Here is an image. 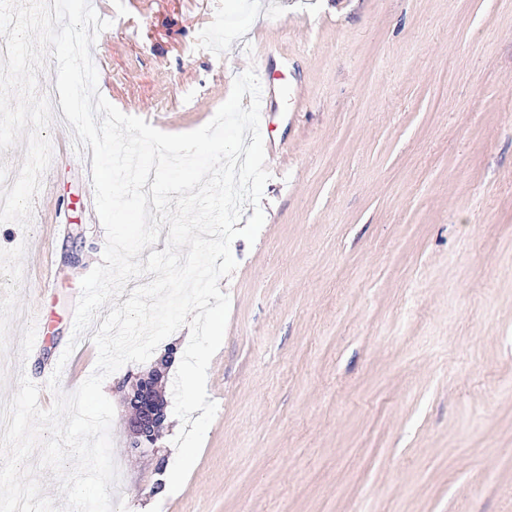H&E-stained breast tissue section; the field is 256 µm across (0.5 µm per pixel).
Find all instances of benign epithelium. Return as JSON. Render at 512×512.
I'll list each match as a JSON object with an SVG mask.
<instances>
[{"label": "benign epithelium", "instance_id": "benign-epithelium-1", "mask_svg": "<svg viewBox=\"0 0 512 512\" xmlns=\"http://www.w3.org/2000/svg\"><path fill=\"white\" fill-rule=\"evenodd\" d=\"M174 358L175 349L170 348L148 372L132 375L128 380L131 391L125 401L132 410L129 451L136 455L156 453L158 430L166 419V404L158 390Z\"/></svg>", "mask_w": 512, "mask_h": 512}]
</instances>
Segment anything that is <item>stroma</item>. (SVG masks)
Segmentation results:
<instances>
[{
  "label": "stroma",
  "instance_id": "stroma-1",
  "mask_svg": "<svg viewBox=\"0 0 512 512\" xmlns=\"http://www.w3.org/2000/svg\"><path fill=\"white\" fill-rule=\"evenodd\" d=\"M100 93L160 131L209 122L248 66L272 75L270 179L235 239L207 375L216 416L184 486L168 415L133 456L113 403L128 512H512V0H91ZM30 229L0 224V399L18 375L51 407L80 282L105 230L52 120Z\"/></svg>",
  "mask_w": 512,
  "mask_h": 512
}]
</instances>
